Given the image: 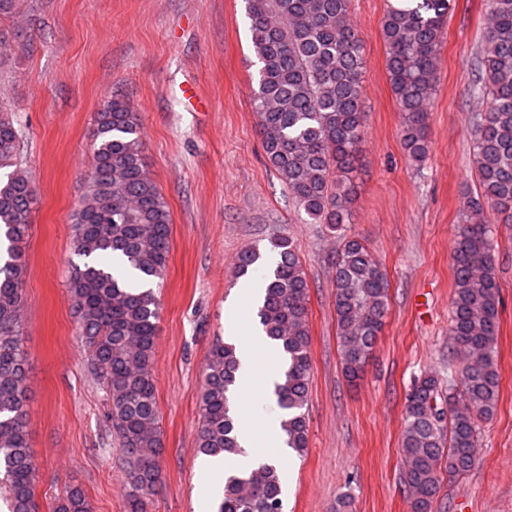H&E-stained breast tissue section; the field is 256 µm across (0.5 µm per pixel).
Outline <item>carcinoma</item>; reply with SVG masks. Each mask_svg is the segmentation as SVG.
Wrapping results in <instances>:
<instances>
[{
    "label": "carcinoma",
    "instance_id": "carcinoma-1",
    "mask_svg": "<svg viewBox=\"0 0 512 512\" xmlns=\"http://www.w3.org/2000/svg\"><path fill=\"white\" fill-rule=\"evenodd\" d=\"M257 58L254 93L262 147L297 205L316 224L340 232L336 255V335L343 371L360 379L388 313L389 284L382 265L355 236L345 233L348 175L367 126L362 106L363 45L350 16V0H246ZM450 0H399L382 24L386 73L402 115L401 141L409 160L430 153L426 106L437 82ZM478 94L488 100L471 134L481 196L459 212L453 251L451 350L462 365L448 367V390L427 373L405 394L401 456L403 483L413 512H434L442 475L461 476L476 462L479 421L498 404L499 297L494 247L486 209L512 221V0H486V40L479 59ZM21 135L14 114L0 108V499L7 512H38V467L27 428L28 358L23 347L22 244L31 229L35 185L18 165ZM168 203L148 175L139 116L119 94L96 116L93 166L73 214L78 256L98 255L101 266L75 264L69 293L81 346L106 397L109 435L122 447L130 512H149L162 478L154 356L159 300L133 288L112 270L118 256L132 273L162 279L170 254ZM279 256L264 288L258 317L286 360L273 394L284 417L287 445L308 447L310 355L309 284L291 240L271 242ZM261 258L240 254L244 276ZM239 360L235 346L215 340L199 389L197 448L204 456L243 453L227 393ZM281 470L273 465L224 476L217 512H283ZM52 512H92L84 490L68 488Z\"/></svg>",
    "mask_w": 512,
    "mask_h": 512
}]
</instances>
